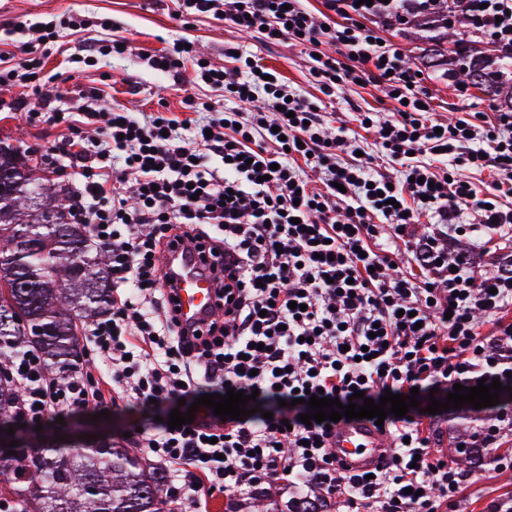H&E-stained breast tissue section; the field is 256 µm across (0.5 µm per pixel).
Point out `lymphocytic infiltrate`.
Instances as JSON below:
<instances>
[{"mask_svg":"<svg viewBox=\"0 0 512 512\" xmlns=\"http://www.w3.org/2000/svg\"><path fill=\"white\" fill-rule=\"evenodd\" d=\"M176 0L178 18H211L267 44L290 42L314 56L310 75L321 96L309 98L281 79L259 75L251 55L225 47L230 64L215 68L194 49L170 46L152 55L155 70L228 94L232 106L196 119L200 103L185 95L188 120L157 111L142 117L99 108L101 91L84 94L78 112H60L44 95L39 49L20 59L0 56V86L41 96V111L62 133L55 170L74 176L69 217L86 223L108 257L112 307L84 339L86 359L61 378L47 375L38 352L5 358L17 387L14 426L35 428L94 409L132 405L130 441L168 469L166 493L199 512L214 492L255 493L277 480L303 484L347 505V512H456L464 478L437 454L430 399L454 384L500 379L512 387V253L480 250L459 220L478 213L482 227L512 225V111L476 113L455 123L428 119L431 98L417 68L381 40L391 5L364 0ZM478 34L512 59V0L473 8ZM340 46L341 57L322 53ZM375 85L391 96L393 116L359 115L401 179L377 170L371 155L342 158L344 134L327 137L322 100L344 87ZM440 152L441 165L423 155ZM494 168L491 190L478 192L459 168ZM321 177L309 187L306 172ZM431 232L415 237L423 212ZM198 244L214 275L217 311L205 328L182 327L162 284L161 258L175 243ZM411 252L417 273L392 270L397 244ZM301 306L290 309L292 301ZM495 318L479 335L474 315ZM369 358H362V351ZM418 406L388 415L393 446L372 478L350 472L330 446V421L307 424L297 392L347 401L354 391L377 400L409 394ZM254 396L258 412L221 419L197 405L227 390ZM197 405L188 427L170 429L179 400ZM487 427L463 438L486 448L493 469H512L502 451L512 431V398L485 408Z\"/></svg>","mask_w":512,"mask_h":512,"instance_id":"obj_1","label":"lymphocytic infiltrate"}]
</instances>
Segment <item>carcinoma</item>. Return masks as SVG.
<instances>
[{
	"mask_svg": "<svg viewBox=\"0 0 512 512\" xmlns=\"http://www.w3.org/2000/svg\"><path fill=\"white\" fill-rule=\"evenodd\" d=\"M435 12L422 0H400L401 14L394 21L409 18L413 26L432 29L431 39L443 45L453 43L454 56L447 62L449 74L467 86L488 93L500 106L512 110V66L498 56L482 57L467 48L473 32L471 17L460 14L453 23L448 0H429ZM67 192L49 180L39 182L26 155L0 140V277H12L15 263L23 262V275L36 285L35 293L11 291L9 304L29 324H19L0 335V355L23 349L38 351L46 372L60 375L73 366L78 336L75 321L97 317L109 311L111 288L105 275V259L89 249L88 225L53 223L50 214L65 210ZM78 250L83 268L74 271L61 259L46 272L47 254ZM14 385L0 381V428L11 425ZM20 512H167L163 500L166 478L163 471L149 467L129 448L104 444L67 452L46 447L36 456H22L0 467ZM286 512H328L326 500L310 493L286 505Z\"/></svg>",
	"mask_w": 512,
	"mask_h": 512,
	"instance_id": "obj_1",
	"label": "carcinoma"
}]
</instances>
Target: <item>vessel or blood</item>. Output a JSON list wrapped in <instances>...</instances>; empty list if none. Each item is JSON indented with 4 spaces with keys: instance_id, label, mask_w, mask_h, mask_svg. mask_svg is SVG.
<instances>
[{
    "instance_id": "b4317fda",
    "label": "vessel or blood",
    "mask_w": 512,
    "mask_h": 512,
    "mask_svg": "<svg viewBox=\"0 0 512 512\" xmlns=\"http://www.w3.org/2000/svg\"><path fill=\"white\" fill-rule=\"evenodd\" d=\"M162 277L165 288L178 300L182 325L198 327L212 318L216 284L193 244H181L165 253ZM334 446L353 470L368 471L377 465L386 436L373 423L354 420L337 427Z\"/></svg>"
}]
</instances>
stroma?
Listing matches in <instances>:
<instances>
[{"instance_id": "obj_1", "label": "stroma", "mask_w": 512, "mask_h": 512, "mask_svg": "<svg viewBox=\"0 0 512 512\" xmlns=\"http://www.w3.org/2000/svg\"><path fill=\"white\" fill-rule=\"evenodd\" d=\"M73 17L94 21L95 26L86 32H74L68 25ZM49 20L56 21L57 28L54 37L46 42L41 38L40 26ZM20 21L29 29L28 41L45 53L50 94L56 105L66 111L76 110L83 90L98 87L103 91V108L125 107L146 113L164 108L182 115V86L176 85L169 74L154 70L147 60L148 55L180 38L194 40L199 54L216 67L224 64L225 45H240L244 52L276 71L290 87L309 97L317 93L309 74L310 59L301 48L285 42L267 45L256 36L239 34L213 19L199 18L184 24L176 17L171 0H0V38L9 39L12 27ZM93 39H122L127 50L120 56H97L89 66L82 64V50ZM424 86L433 100V116L440 121L467 118L471 113L490 109L485 94L472 88L459 94L456 82L440 76L425 80ZM359 108L384 118L392 112L393 105L371 85L338 91L325 103L326 112L334 113L336 120L345 124L350 144L375 156L381 172L401 178V166L388 163L380 154L375 134L362 129L356 121L355 111ZM59 135V128L51 124H30L19 113L0 111V139L19 147L37 166L38 176L52 178L44 156ZM130 422L125 413L95 421L86 412L62 424L28 430L27 436L33 448L43 447L58 436L73 440L84 434H100L120 443ZM506 493H512V470L495 472L482 461L468 469L458 508L460 512H484L490 501ZM292 496V490L277 482L269 491L254 496L214 494L207 498L205 508L207 512H224L233 502L239 512H271Z\"/></svg>"}]
</instances>
